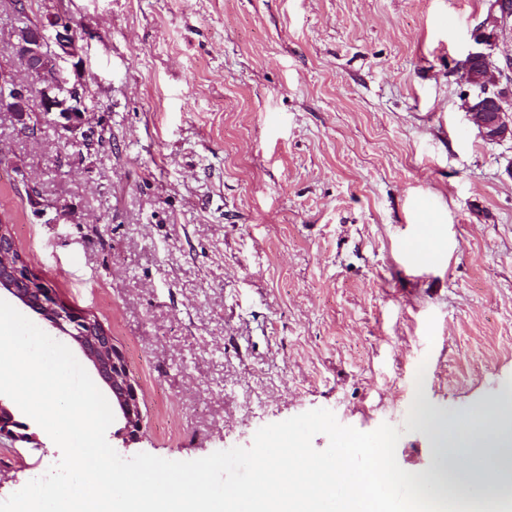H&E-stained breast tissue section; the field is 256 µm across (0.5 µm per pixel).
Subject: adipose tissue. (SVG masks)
I'll list each match as a JSON object with an SVG mask.
<instances>
[{
    "mask_svg": "<svg viewBox=\"0 0 512 512\" xmlns=\"http://www.w3.org/2000/svg\"><path fill=\"white\" fill-rule=\"evenodd\" d=\"M416 419L430 434L434 465L407 477L415 494L446 512L449 504L488 512L512 501V389L467 417L448 418L418 402Z\"/></svg>",
    "mask_w": 512,
    "mask_h": 512,
    "instance_id": "ef3b65f1",
    "label": "adipose tissue"
}]
</instances>
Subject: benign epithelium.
Wrapping results in <instances>:
<instances>
[{
	"mask_svg": "<svg viewBox=\"0 0 512 512\" xmlns=\"http://www.w3.org/2000/svg\"><path fill=\"white\" fill-rule=\"evenodd\" d=\"M508 19L507 4L494 0L485 19L473 31L475 47L462 58L468 63L461 69L463 78L473 89L465 98L466 112L482 139L492 144L512 140V104L505 92L496 89L499 67L495 64L498 30ZM10 52L26 64L32 77L44 83L43 97L33 102L24 84L0 70V111L14 113L26 129L31 127L33 116L49 117L66 132L68 145L90 149L91 142L84 131L86 114L90 112L88 92L79 76L83 57L70 23L51 14L38 28L15 35ZM0 288L79 345L110 389L112 407L121 422L117 438L126 448L142 441L145 432L141 401L123 351L94 317L65 304L52 289L42 286L28 261L15 255L12 229L4 223L0 224ZM2 439L36 441L28 426L0 404Z\"/></svg>",
	"mask_w": 512,
	"mask_h": 512,
	"instance_id": "benign-epithelium-1",
	"label": "benign epithelium"
}]
</instances>
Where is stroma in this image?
<instances>
[{
	"label": "stroma",
	"mask_w": 512,
	"mask_h": 512,
	"mask_svg": "<svg viewBox=\"0 0 512 512\" xmlns=\"http://www.w3.org/2000/svg\"><path fill=\"white\" fill-rule=\"evenodd\" d=\"M490 0H26L73 24L94 141L0 112V219L135 380L144 452L250 447L315 409L387 423L433 463L415 399L466 416L512 386V142L455 68ZM14 0H0V67ZM0 445V500L61 451Z\"/></svg>",
	"instance_id": "1"
}]
</instances>
